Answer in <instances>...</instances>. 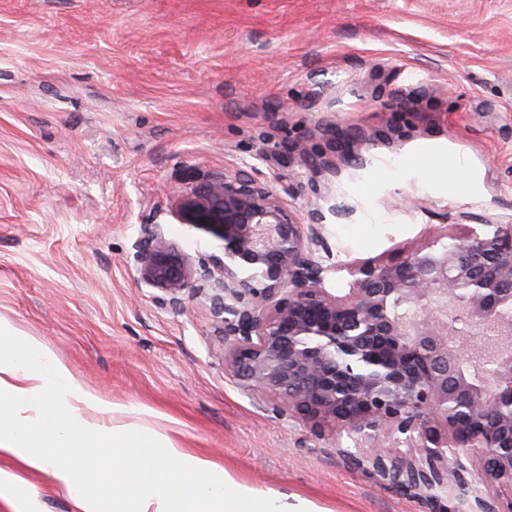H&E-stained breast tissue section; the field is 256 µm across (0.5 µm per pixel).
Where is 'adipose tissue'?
I'll use <instances>...</instances> for the list:
<instances>
[{"label": "adipose tissue", "instance_id": "ef3b65f1", "mask_svg": "<svg viewBox=\"0 0 512 512\" xmlns=\"http://www.w3.org/2000/svg\"><path fill=\"white\" fill-rule=\"evenodd\" d=\"M89 402L34 343L14 346L0 361V416L6 421L0 450L53 471L76 493L82 512H97V497L84 481L106 459L113 473H136L134 512H315L289 503L287 495L234 482L211 460L180 452L149 426L132 434L111 426V445L101 447L96 437L103 429L82 410Z\"/></svg>", "mask_w": 512, "mask_h": 512}]
</instances>
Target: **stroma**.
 Wrapping results in <instances>:
<instances>
[{"mask_svg":"<svg viewBox=\"0 0 512 512\" xmlns=\"http://www.w3.org/2000/svg\"><path fill=\"white\" fill-rule=\"evenodd\" d=\"M331 129L357 138L335 171L283 161ZM191 170L261 175L301 222L325 211L342 262L512 224V0H0V350L38 342L129 431L152 425L257 491L436 512L330 433L267 412L225 372L204 298L175 311L138 281L126 253L142 222L219 251L172 216ZM0 479V512H80L16 455L0 451Z\"/></svg>","mask_w":512,"mask_h":512,"instance_id":"stroma-1","label":"stroma"}]
</instances>
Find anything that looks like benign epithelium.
I'll return each instance as SVG.
<instances>
[{"instance_id":"1","label":"benign epithelium","mask_w":512,"mask_h":512,"mask_svg":"<svg viewBox=\"0 0 512 512\" xmlns=\"http://www.w3.org/2000/svg\"><path fill=\"white\" fill-rule=\"evenodd\" d=\"M193 182L173 214L223 254L195 259L147 221L129 261L170 308L207 300L224 369L275 415L333 431L338 454L387 485L437 501L453 481L467 490L458 512H512V224L342 264L321 211L297 222L255 179ZM338 270L342 295L326 288Z\"/></svg>"}]
</instances>
